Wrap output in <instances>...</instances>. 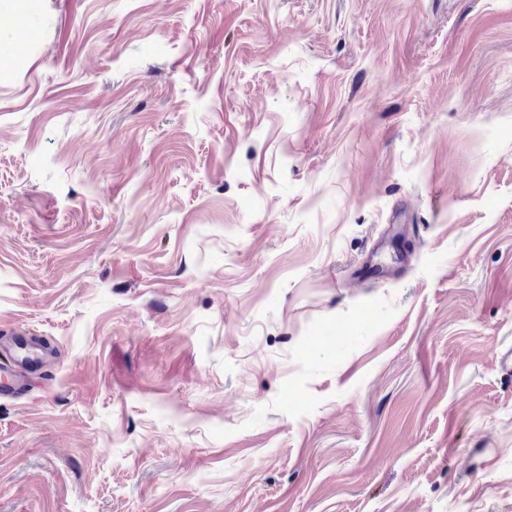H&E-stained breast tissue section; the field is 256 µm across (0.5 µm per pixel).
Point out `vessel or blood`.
<instances>
[{"label":"vessel or blood","mask_w":512,"mask_h":512,"mask_svg":"<svg viewBox=\"0 0 512 512\" xmlns=\"http://www.w3.org/2000/svg\"><path fill=\"white\" fill-rule=\"evenodd\" d=\"M50 353L25 335L12 336L0 344V398H18L28 389L31 373L40 370Z\"/></svg>","instance_id":"1"}]
</instances>
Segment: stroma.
Wrapping results in <instances>:
<instances>
[{"instance_id":"obj_1","label":"stroma","mask_w":512,"mask_h":512,"mask_svg":"<svg viewBox=\"0 0 512 512\" xmlns=\"http://www.w3.org/2000/svg\"><path fill=\"white\" fill-rule=\"evenodd\" d=\"M39 3L0 512H512V0ZM50 352L31 341L29 336L14 334L0 344V398H18L26 394L29 375L40 370Z\"/></svg>"}]
</instances>
